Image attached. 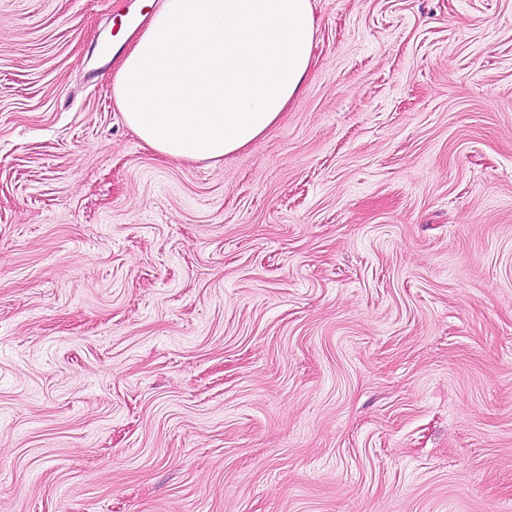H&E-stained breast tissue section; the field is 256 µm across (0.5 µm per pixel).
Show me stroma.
Instances as JSON below:
<instances>
[{
  "label": "stroma",
  "instance_id": "stroma-1",
  "mask_svg": "<svg viewBox=\"0 0 512 512\" xmlns=\"http://www.w3.org/2000/svg\"><path fill=\"white\" fill-rule=\"evenodd\" d=\"M159 0H0V512H512V0H314L223 162L112 79Z\"/></svg>",
  "mask_w": 512,
  "mask_h": 512
}]
</instances>
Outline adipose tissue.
Listing matches in <instances>:
<instances>
[{"mask_svg":"<svg viewBox=\"0 0 512 512\" xmlns=\"http://www.w3.org/2000/svg\"><path fill=\"white\" fill-rule=\"evenodd\" d=\"M313 0H160L113 99L160 154L219 161L278 124L313 65Z\"/></svg>","mask_w":512,"mask_h":512,"instance_id":"obj_1","label":"adipose tissue"}]
</instances>
